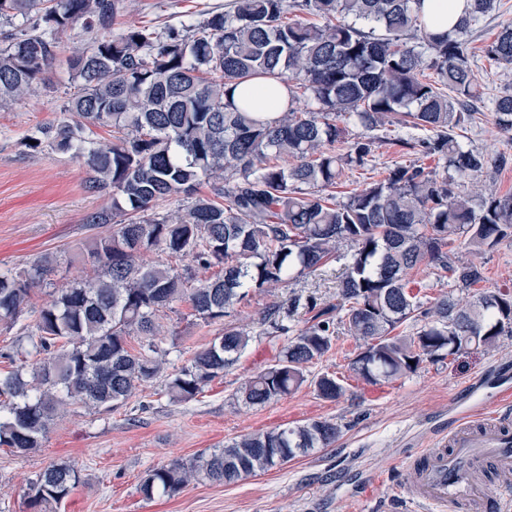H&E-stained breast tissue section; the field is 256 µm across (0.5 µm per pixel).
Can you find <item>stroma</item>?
I'll use <instances>...</instances> for the list:
<instances>
[{
	"instance_id": "obj_1",
	"label": "stroma",
	"mask_w": 512,
	"mask_h": 512,
	"mask_svg": "<svg viewBox=\"0 0 512 512\" xmlns=\"http://www.w3.org/2000/svg\"><path fill=\"white\" fill-rule=\"evenodd\" d=\"M230 0H122L115 19L119 28L150 25L178 27L184 21L206 18ZM512 22V0H498V8L477 26L468 42L482 85V100L463 141L508 163L484 176L483 193L512 194V134L498 129L491 117V100L512 91V67L489 61L484 48L503 24ZM92 34L75 27L63 41L60 59L33 83L23 101L0 107V269L11 268L45 254L57 257L50 287L34 289L31 304L42 307L52 285L84 279L93 273L85 247L110 225L91 226L89 214L111 207L112 199L87 190V167L71 154L33 151L26 139L37 127L63 120V106L75 91L64 71L73 48L88 46ZM368 163L347 170L334 193L344 198L386 177L398 163L435 167L436 159L419 151L408 153L387 144L392 126L379 128ZM342 245L321 270L304 275L273 291L256 290L237 306L227 322L182 320L166 313L162 324L176 334L175 348L165 371L173 374L189 365L194 354L224 332L225 323L244 327L251 341L221 377L196 398L172 402L162 379L144 384L118 408L97 412L67 406L43 438L40 448L19 456L0 448V512H33L29 501L36 475L53 463L66 462L80 474L79 483L61 505L49 512H402L406 459L435 438L447 434L450 408L467 403L477 391L486 407L496 409L501 388L512 387V336L502 337L496 350L478 351L438 363L422 362L416 371L386 383L370 384L353 377L348 363L359 351L357 341L338 333L332 350L310 368L311 375L332 373L346 389L338 400L320 398L313 385L263 406H249L239 397L245 380L261 371L286 342L271 337L263 315L278 307L284 325L299 328L310 305L335 304L344 272ZM448 251L456 262L481 266L479 288L457 296L475 301L478 291L512 290V242L474 252L458 245ZM31 314L13 327L0 324V372L17 360L35 368L40 354L18 353L19 341ZM310 419L338 423L341 433L326 448H315L280 468L249 476L231 485L194 481L175 494L144 498L139 483L145 472L174 461L224 447L241 436L291 426Z\"/></svg>"
}]
</instances>
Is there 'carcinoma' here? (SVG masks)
Masks as SVG:
<instances>
[{
    "label": "carcinoma",
    "mask_w": 512,
    "mask_h": 512,
    "mask_svg": "<svg viewBox=\"0 0 512 512\" xmlns=\"http://www.w3.org/2000/svg\"><path fill=\"white\" fill-rule=\"evenodd\" d=\"M496 2L466 0L446 33L425 28L423 0H232L198 27L115 32L121 0H0V106L28 94L75 25L99 35L67 59L77 84L64 107L71 118L42 125L29 139L32 149L44 145L84 161L89 188L112 196V209L87 218L112 225L87 251L96 276L55 288L38 310L30 341L44 357L31 375L18 368L0 376V447L25 455L66 405L110 412L159 377L168 354L157 342L163 310L186 302L194 319L221 320L251 289L278 288L316 271L343 243L351 251L336 306H310L315 314L239 389L245 404L265 405L307 382L309 365L332 349L337 323L362 341L348 368L369 383L472 347L489 351L511 336L512 293L483 291L462 304L454 289L479 284L483 272L445 251L457 241L475 251L512 241V195L462 191L507 158L492 160L455 134L472 123L482 99L466 42ZM290 13L300 17L290 21ZM486 53L512 65V24ZM426 70L437 84L423 79ZM258 78L288 86V103L271 120L249 97L233 99L240 84ZM493 104L496 126L511 133L512 93ZM387 123L397 129L395 144L436 158L443 172L398 165L384 180L336 200L328 189L345 169L367 164L376 137H360L344 153L334 145L351 126L374 131ZM103 127L112 139L94 137ZM278 157L294 163H271ZM203 184L211 195L199 193ZM160 199L175 200L177 210L147 214ZM152 253L191 264L146 262ZM51 263L45 257L0 271V323L15 322L28 307ZM423 263L449 274L448 292L424 310L406 282ZM417 311L423 325L416 335L394 334ZM133 336L145 337L136 352ZM249 341L246 330L225 326L167 376L169 398L194 399ZM314 387L329 401L345 392L329 373ZM339 434L338 424L319 419L247 435L147 471L139 491L147 498L172 494L201 476L232 484L328 447ZM78 481L72 465L48 466L32 483L30 506L61 503Z\"/></svg>",
    "instance_id": "carcinoma-1"
}]
</instances>
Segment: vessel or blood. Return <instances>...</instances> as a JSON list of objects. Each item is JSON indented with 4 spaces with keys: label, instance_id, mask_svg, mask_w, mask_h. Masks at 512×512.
<instances>
[{
    "label": "vessel or blood",
    "instance_id": "1",
    "mask_svg": "<svg viewBox=\"0 0 512 512\" xmlns=\"http://www.w3.org/2000/svg\"><path fill=\"white\" fill-rule=\"evenodd\" d=\"M493 468L502 479L497 512H512V423L501 411L487 412L482 401L456 416L448 435L416 452L406 469V499L417 512H487L479 471Z\"/></svg>",
    "mask_w": 512,
    "mask_h": 512
}]
</instances>
